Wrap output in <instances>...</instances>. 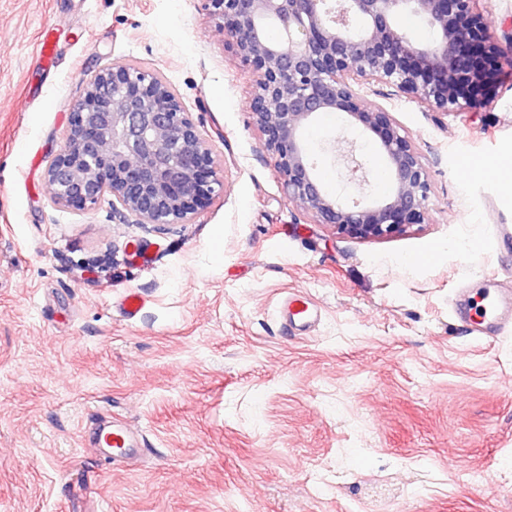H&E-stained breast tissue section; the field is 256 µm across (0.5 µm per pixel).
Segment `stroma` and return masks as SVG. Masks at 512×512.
<instances>
[{"label":"stroma","instance_id":"1","mask_svg":"<svg viewBox=\"0 0 512 512\" xmlns=\"http://www.w3.org/2000/svg\"><path fill=\"white\" fill-rule=\"evenodd\" d=\"M115 63L166 82L212 145L224 191L190 223L51 199L70 110ZM251 90L204 0H0V512H512V327L463 332L512 276V187L465 175L512 155V82L468 119L362 87L431 176L428 222L365 242L286 201ZM305 138L330 190L389 191L344 116ZM346 139L364 185L340 177ZM293 294L313 330L284 327ZM112 419L141 439L116 465L93 434Z\"/></svg>","mask_w":512,"mask_h":512}]
</instances>
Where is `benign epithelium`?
<instances>
[{"label": "benign epithelium", "instance_id": "benign-epithelium-1", "mask_svg": "<svg viewBox=\"0 0 512 512\" xmlns=\"http://www.w3.org/2000/svg\"><path fill=\"white\" fill-rule=\"evenodd\" d=\"M479 0H205L253 75L250 111L288 203L358 241L403 234L428 218L429 173L408 133L362 85L395 89L442 114L479 112L478 93L512 75V32L498 37ZM433 30L411 41L403 20ZM275 24L280 38L271 39ZM339 112L372 136L392 174L383 198L348 201L320 179L304 137L320 114ZM355 145L344 155L356 182ZM54 203L92 210L105 194L139 224H187L224 190L209 140L155 74L114 64L98 71L70 112L63 145L45 172Z\"/></svg>", "mask_w": 512, "mask_h": 512}]
</instances>
